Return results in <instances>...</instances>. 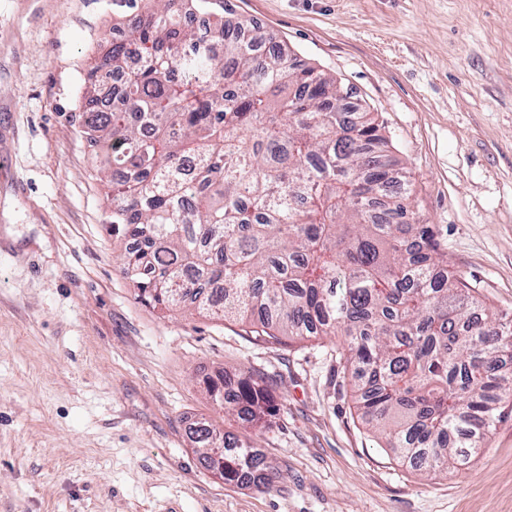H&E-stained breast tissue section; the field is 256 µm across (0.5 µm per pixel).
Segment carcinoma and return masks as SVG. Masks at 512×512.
<instances>
[{"label": "carcinoma", "instance_id": "carcinoma-1", "mask_svg": "<svg viewBox=\"0 0 512 512\" xmlns=\"http://www.w3.org/2000/svg\"><path fill=\"white\" fill-rule=\"evenodd\" d=\"M124 3L125 33L88 72L81 120L112 176L107 231L135 299L269 337H334L351 399L400 461L428 475L469 464L512 396V316L449 269L409 182L394 187L372 113L290 50L261 52L224 0ZM103 72L122 76L110 111ZM207 391L250 426L271 416L260 374ZM191 437L224 481L274 483L236 436L198 422Z\"/></svg>", "mask_w": 512, "mask_h": 512}]
</instances>
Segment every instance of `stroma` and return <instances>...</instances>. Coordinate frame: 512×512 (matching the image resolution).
Listing matches in <instances>:
<instances>
[{
    "instance_id": "obj_1",
    "label": "stroma",
    "mask_w": 512,
    "mask_h": 512,
    "mask_svg": "<svg viewBox=\"0 0 512 512\" xmlns=\"http://www.w3.org/2000/svg\"><path fill=\"white\" fill-rule=\"evenodd\" d=\"M353 89L448 263L512 312V0H230ZM115 0H0V512H512V410L461 469L399 463L352 406L326 338L274 341L134 297L80 120ZM258 373L265 428L204 377ZM213 421L276 469L226 483L188 428Z\"/></svg>"
}]
</instances>
